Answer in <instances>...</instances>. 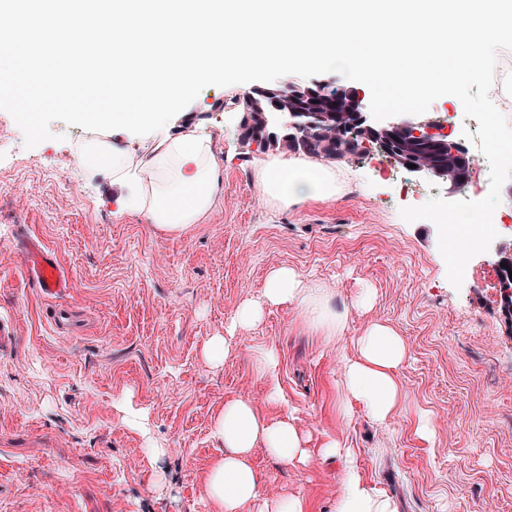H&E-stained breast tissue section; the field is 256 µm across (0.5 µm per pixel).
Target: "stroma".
<instances>
[{"label": "stroma", "instance_id": "35a3bbf8", "mask_svg": "<svg viewBox=\"0 0 512 512\" xmlns=\"http://www.w3.org/2000/svg\"><path fill=\"white\" fill-rule=\"evenodd\" d=\"M242 117L241 104L208 86L167 127L172 136L198 123L214 131L224 192L200 223L163 232L117 210L104 193L107 172L68 163L96 141H131L142 152L152 135L56 121L53 139L29 148L0 111V316L15 321L0 349V512H212L204 478L224 453L212 425L225 400L240 396L272 420L293 413L315 451L330 439L353 448L399 512H512V313L492 286L493 267L512 261V230H500L454 287L436 225L405 221L400 210L414 200L393 188L404 179L444 198L448 181L364 153L336 161V199L283 210L256 187L261 153L240 142ZM26 238L73 280V334L47 319L49 302L20 256ZM277 267L330 288L348 312L344 338L321 336L292 307L269 306L256 327L235 332L225 360L210 361L206 344ZM365 288L376 292L373 307L354 308ZM374 321L406 347L405 401L385 424L358 405L351 419L340 411V355ZM268 347L280 358L276 401L256 363ZM127 395L145 411L142 425L115 410ZM419 409L435 420L433 443L415 433ZM152 448L162 449L158 460ZM253 463L271 492L335 512L341 461L315 454L292 467L259 449Z\"/></svg>", "mask_w": 512, "mask_h": 512}]
</instances>
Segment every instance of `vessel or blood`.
<instances>
[{"mask_svg": "<svg viewBox=\"0 0 512 512\" xmlns=\"http://www.w3.org/2000/svg\"><path fill=\"white\" fill-rule=\"evenodd\" d=\"M21 255L36 280L43 296L51 299L47 317L58 330L67 332L74 326L71 308L63 297L72 286L70 277L59 267L52 253L34 242L24 243Z\"/></svg>", "mask_w": 512, "mask_h": 512, "instance_id": "obj_1", "label": "vessel or blood"}]
</instances>
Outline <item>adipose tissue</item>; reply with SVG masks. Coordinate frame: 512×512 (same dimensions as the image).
<instances>
[{
	"instance_id": "1",
	"label": "adipose tissue",
	"mask_w": 512,
	"mask_h": 512,
	"mask_svg": "<svg viewBox=\"0 0 512 512\" xmlns=\"http://www.w3.org/2000/svg\"><path fill=\"white\" fill-rule=\"evenodd\" d=\"M81 158L88 171L110 168V194L120 211L144 215L163 231L200 223L224 185V169L213 153L211 136L196 130L161 139L139 162L128 149L109 148L101 142L87 146ZM256 184L262 197L283 209L332 200L340 191L334 167L285 153L260 162ZM279 305L294 307L323 336L338 338L346 331L347 316L333 307L329 290L305 284L285 267L271 270L261 299L244 302L230 327H255L265 307ZM353 346L354 355L341 359L344 406L361 404L378 422H387L404 400L398 368L405 358V345L392 327L373 322L354 338ZM215 435L224 445V455L205 479L212 512H310L303 495L268 492L252 463L258 447L287 465L309 463L310 452L292 417L268 420L249 399L238 397L225 402ZM321 453L347 463L336 512H398L395 503L375 491L351 464V449L332 440Z\"/></svg>"
}]
</instances>
